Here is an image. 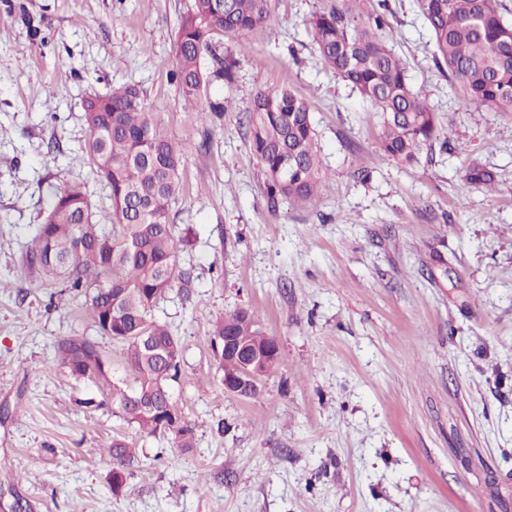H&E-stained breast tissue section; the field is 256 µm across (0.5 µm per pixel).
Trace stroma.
Returning a JSON list of instances; mask_svg holds the SVG:
<instances>
[{"label": "stroma", "mask_w": 512, "mask_h": 512, "mask_svg": "<svg viewBox=\"0 0 512 512\" xmlns=\"http://www.w3.org/2000/svg\"><path fill=\"white\" fill-rule=\"evenodd\" d=\"M191 0H0V512H512V112L469 106L437 68L414 0L386 36L443 140L402 167L380 116L322 61L307 20L323 0H271L269 28L225 38L239 59L223 117L197 123L172 79ZM135 84L184 145L172 205L177 262L195 275L151 312L182 342L172 392L194 445L128 425L55 367L67 336L97 340L84 300L21 258L51 191L109 190L78 161L81 103ZM304 97L327 179L270 205L248 143L259 87ZM209 147L197 150L201 137ZM496 187L466 186L467 166ZM251 311L279 343L261 392L223 391L211 323ZM137 457L109 486L112 438Z\"/></svg>", "instance_id": "stroma-1"}]
</instances>
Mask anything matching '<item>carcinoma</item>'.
<instances>
[{
  "mask_svg": "<svg viewBox=\"0 0 512 512\" xmlns=\"http://www.w3.org/2000/svg\"><path fill=\"white\" fill-rule=\"evenodd\" d=\"M271 0H192L178 23L174 80L189 111L202 122L220 117L226 101L206 98L214 82L231 85L236 59L221 39L267 27ZM326 0L308 19L327 67L381 113V149L395 163L412 166L439 137L436 112L408 83L403 59L382 32L390 27L385 4ZM433 40V60L463 99L475 108L512 112V23L499 0H416ZM88 137L81 149L110 191L111 210L98 214L83 187L69 185L50 196L22 263L31 274L84 297L101 334L123 346L114 364L98 342L69 336L56 345V359L71 376L108 391L123 419L149 435L172 433L192 447L193 428L176 401L179 422L158 414L160 388L171 390L180 372L182 344L150 319L154 306L175 287L189 292L193 273L178 265L171 205L179 192L183 146L163 126L161 113L145 104L135 84L93 94L82 101ZM249 147L264 176L268 198L291 204L311 201L325 178L307 102L289 90L259 89L248 113ZM493 172L469 166V186L490 187ZM212 342L234 336L262 346L254 315L237 310L215 321ZM115 467L112 493L126 485L133 451L124 439L106 445Z\"/></svg>",
  "mask_w": 512,
  "mask_h": 512,
  "instance_id": "1",
  "label": "carcinoma"
}]
</instances>
